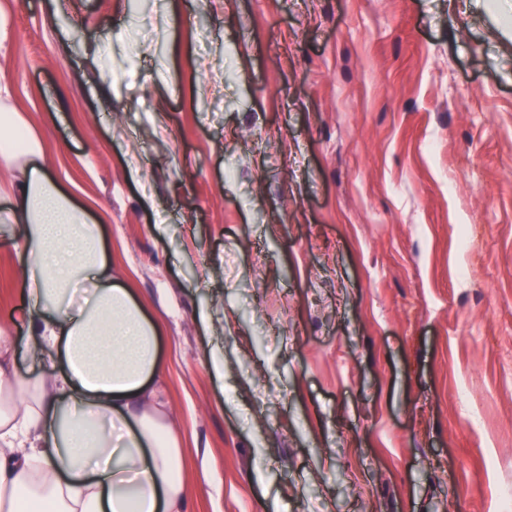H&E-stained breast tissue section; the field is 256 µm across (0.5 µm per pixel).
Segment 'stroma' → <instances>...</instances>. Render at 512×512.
Listing matches in <instances>:
<instances>
[{"mask_svg": "<svg viewBox=\"0 0 512 512\" xmlns=\"http://www.w3.org/2000/svg\"><path fill=\"white\" fill-rule=\"evenodd\" d=\"M0 13V112L162 327L193 512H498L512 0ZM20 254L0 234V329L23 345Z\"/></svg>", "mask_w": 512, "mask_h": 512, "instance_id": "obj_1", "label": "stroma"}]
</instances>
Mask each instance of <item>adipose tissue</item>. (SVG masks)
Returning a JSON list of instances; mask_svg holds the SVG:
<instances>
[{
  "label": "adipose tissue",
  "instance_id": "ef3b65f1",
  "mask_svg": "<svg viewBox=\"0 0 512 512\" xmlns=\"http://www.w3.org/2000/svg\"><path fill=\"white\" fill-rule=\"evenodd\" d=\"M24 126L8 113L0 158L28 165L0 180V196L13 200L5 221L22 249L27 350L56 374L18 376V343L0 332V512H190L159 327L113 281L99 225L42 166L36 135L14 148Z\"/></svg>",
  "mask_w": 512,
  "mask_h": 512
}]
</instances>
